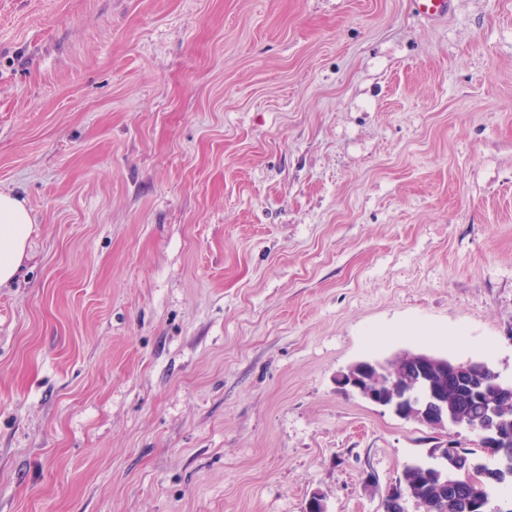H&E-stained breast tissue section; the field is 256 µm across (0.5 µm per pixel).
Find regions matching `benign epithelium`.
<instances>
[{
  "instance_id": "1",
  "label": "benign epithelium",
  "mask_w": 512,
  "mask_h": 512,
  "mask_svg": "<svg viewBox=\"0 0 512 512\" xmlns=\"http://www.w3.org/2000/svg\"><path fill=\"white\" fill-rule=\"evenodd\" d=\"M476 372V364L462 370L458 364L433 355L404 353L393 374L387 365L361 361L342 373L338 382L341 388L350 389L400 418L422 421L436 430L461 424V420L448 412V393L454 392L462 405L472 401L479 404L483 417L477 429L481 447L498 455L512 447V427L500 422L501 400L508 387L491 385ZM433 453L448 464V469L442 470L438 477L442 486L453 493L462 475L468 478L478 473L489 481L495 480V476L471 463L463 448H435Z\"/></svg>"
}]
</instances>
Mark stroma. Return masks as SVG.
Returning a JSON list of instances; mask_svg holds the SVG:
<instances>
[{"label":"stroma","mask_w":512,"mask_h":512,"mask_svg":"<svg viewBox=\"0 0 512 512\" xmlns=\"http://www.w3.org/2000/svg\"><path fill=\"white\" fill-rule=\"evenodd\" d=\"M0 512H384L433 430L336 376L512 381V0H0ZM416 12L428 21H436L448 16L453 0H412ZM32 223L24 200L0 192V288L14 282L23 270Z\"/></svg>","instance_id":"35a3bbf8"}]
</instances>
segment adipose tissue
Masks as SVG:
<instances>
[{
	"instance_id": "adipose-tissue-1",
	"label": "adipose tissue",
	"mask_w": 512,
	"mask_h": 512,
	"mask_svg": "<svg viewBox=\"0 0 512 512\" xmlns=\"http://www.w3.org/2000/svg\"><path fill=\"white\" fill-rule=\"evenodd\" d=\"M33 220L16 194L0 192V287L14 282L27 259Z\"/></svg>"
}]
</instances>
